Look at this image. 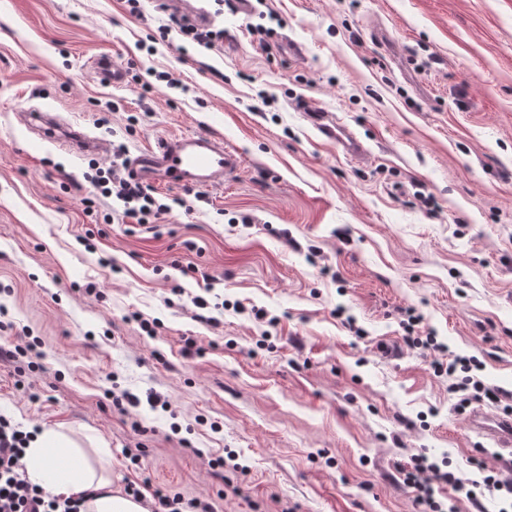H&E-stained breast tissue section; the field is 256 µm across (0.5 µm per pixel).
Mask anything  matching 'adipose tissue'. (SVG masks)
I'll return each instance as SVG.
<instances>
[{
  "mask_svg": "<svg viewBox=\"0 0 512 512\" xmlns=\"http://www.w3.org/2000/svg\"><path fill=\"white\" fill-rule=\"evenodd\" d=\"M71 448L64 435L40 430L22 459L28 481L57 495H83L84 512H145L140 501L112 492L109 480L91 466L62 464L61 456Z\"/></svg>",
  "mask_w": 512,
  "mask_h": 512,
  "instance_id": "obj_1",
  "label": "adipose tissue"
}]
</instances>
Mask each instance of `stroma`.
<instances>
[{
  "mask_svg": "<svg viewBox=\"0 0 512 512\" xmlns=\"http://www.w3.org/2000/svg\"><path fill=\"white\" fill-rule=\"evenodd\" d=\"M199 5L224 28L210 49L162 39L163 0H0V345L40 341L0 359V417L65 434L113 492L214 512H418L396 466L421 452L512 476L400 326L414 308L512 394V0ZM153 69L184 91L146 88ZM303 101L366 157L319 144ZM34 111L100 150L40 140ZM197 131L243 167L192 212L126 224L83 179ZM209 283L224 306L207 323L192 299ZM124 391L137 407L113 406ZM97 75L113 86H120L125 79V72L121 65L112 61L109 56H97L92 60Z\"/></svg>",
  "mask_w": 512,
  "mask_h": 512,
  "instance_id": "1",
  "label": "stroma"
}]
</instances>
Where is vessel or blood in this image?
Returning a JSON list of instances; mask_svg holds the SVG:
<instances>
[{"mask_svg":"<svg viewBox=\"0 0 512 512\" xmlns=\"http://www.w3.org/2000/svg\"><path fill=\"white\" fill-rule=\"evenodd\" d=\"M92 65L97 75L109 84L123 83L124 69L111 57H95ZM305 118L321 141L336 145L344 155L359 158L365 154L364 144L335 114L309 109ZM31 119L41 124L42 140L58 143L77 154L97 149L96 142L82 129L59 130L48 125L45 115L40 113L32 114ZM241 165L240 153L226 148L222 140L193 132L160 138L155 145L139 151L131 159L128 173L147 187L198 188L222 183L224 178L236 174ZM468 427L498 448H512V417H492L478 409L470 414Z\"/></svg>","mask_w":512,"mask_h":512,"instance_id":"1","label":"vessel or blood"}]
</instances>
